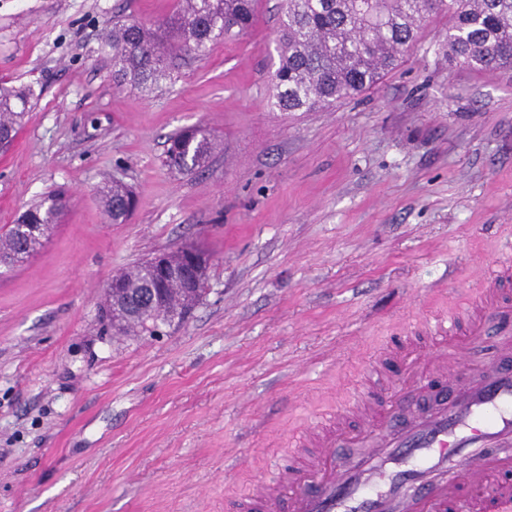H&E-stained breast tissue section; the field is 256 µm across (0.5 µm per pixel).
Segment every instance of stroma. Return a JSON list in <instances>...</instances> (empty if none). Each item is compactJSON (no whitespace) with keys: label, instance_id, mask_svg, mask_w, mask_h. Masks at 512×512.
<instances>
[{"label":"stroma","instance_id":"obj_1","mask_svg":"<svg viewBox=\"0 0 512 512\" xmlns=\"http://www.w3.org/2000/svg\"><path fill=\"white\" fill-rule=\"evenodd\" d=\"M176 4L0 0V82L32 93L0 153V229L65 198L41 249L0 266V512H225L512 241V69L448 62L446 15L378 85L283 112L280 0L153 92L113 84V17L152 27ZM191 126L220 148L171 173L168 139ZM115 180L136 199L121 224L99 198ZM185 243L212 258L200 303L113 333L112 276Z\"/></svg>","mask_w":512,"mask_h":512}]
</instances>
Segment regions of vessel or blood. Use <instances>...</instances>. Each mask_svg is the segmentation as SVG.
Masks as SVG:
<instances>
[{
  "label": "vessel or blood",
  "mask_w": 512,
  "mask_h": 512,
  "mask_svg": "<svg viewBox=\"0 0 512 512\" xmlns=\"http://www.w3.org/2000/svg\"><path fill=\"white\" fill-rule=\"evenodd\" d=\"M512 261L497 265L457 313L429 321L418 343L394 340L406 371L389 382L381 360L366 388L314 421L271 477L238 501L237 512H512ZM496 339V356L473 361L471 338ZM443 381L431 410H395Z\"/></svg>",
  "instance_id": "1"
}]
</instances>
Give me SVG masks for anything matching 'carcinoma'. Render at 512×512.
Segmentation results:
<instances>
[{
  "label": "carcinoma",
  "mask_w": 512,
  "mask_h": 512,
  "mask_svg": "<svg viewBox=\"0 0 512 512\" xmlns=\"http://www.w3.org/2000/svg\"><path fill=\"white\" fill-rule=\"evenodd\" d=\"M257 0H178L176 10L154 29L117 16L108 46L112 81L155 90L171 77L169 60L178 52L201 53L209 45L249 28ZM448 15L441 51L448 60L477 71L512 68V0H283L280 59L273 76L275 105L284 112L332 107L377 84L401 54L413 48L432 14ZM28 93L0 86V141L10 145L24 123ZM218 143L201 127H189L169 140L166 165L188 174L203 169ZM100 200L107 218L123 223L134 204L132 191L114 182ZM62 196L24 210L17 224L0 234V262L16 266L30 258L21 224L52 225ZM131 293V329L153 333L173 317L181 288L173 283L169 301L152 306L140 299L151 277L145 263L118 273Z\"/></svg>",
  "instance_id": "1"
}]
</instances>
